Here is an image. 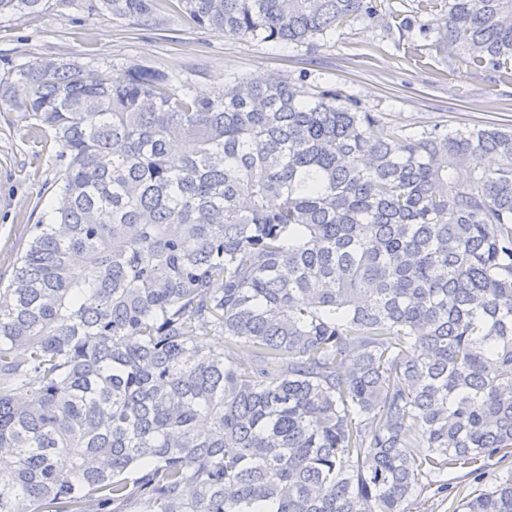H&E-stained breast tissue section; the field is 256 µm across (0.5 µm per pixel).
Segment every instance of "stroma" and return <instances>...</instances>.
Instances as JSON below:
<instances>
[{"mask_svg": "<svg viewBox=\"0 0 512 512\" xmlns=\"http://www.w3.org/2000/svg\"><path fill=\"white\" fill-rule=\"evenodd\" d=\"M90 0H47L35 16L0 15V71L46 58L76 59L92 68L149 65L208 94L242 78L284 74L307 85L339 90L343 99L385 113L408 131L464 123L512 124V76L467 65L438 51L434 17L429 34L388 31L391 14L411 15L416 0H377L380 16L358 19L317 51L293 43H262L199 28L161 11L149 25L115 20L89 8ZM29 121L0 109V280L39 221L49 220L65 162L56 143L26 141ZM512 476V456L492 457L481 475L456 467L409 502L410 512H457L474 490Z\"/></svg>", "mask_w": 512, "mask_h": 512, "instance_id": "stroma-1", "label": "stroma"}]
</instances>
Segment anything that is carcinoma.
Wrapping results in <instances>:
<instances>
[{
    "label": "carcinoma",
    "mask_w": 512,
    "mask_h": 512,
    "mask_svg": "<svg viewBox=\"0 0 512 512\" xmlns=\"http://www.w3.org/2000/svg\"><path fill=\"white\" fill-rule=\"evenodd\" d=\"M446 2L434 47L512 74V0ZM164 3L311 49L378 15L91 9L146 22ZM0 105L66 160L0 282V512H408L445 468L512 455V125L407 132L284 76L199 97L60 59L1 74ZM461 509L512 512V478Z\"/></svg>",
    "instance_id": "1"
}]
</instances>
